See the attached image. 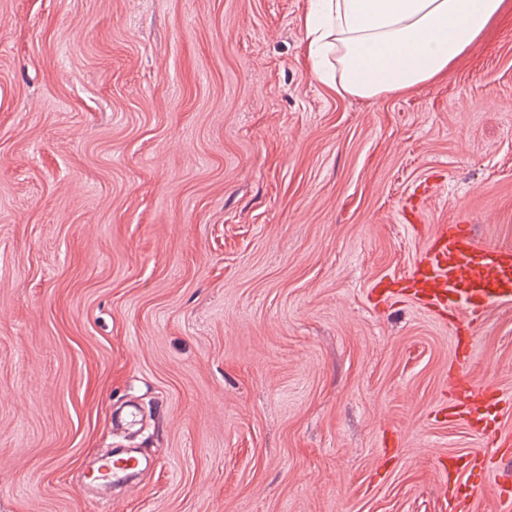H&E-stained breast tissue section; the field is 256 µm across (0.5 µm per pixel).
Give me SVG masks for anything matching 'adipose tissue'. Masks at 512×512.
Listing matches in <instances>:
<instances>
[{
	"label": "adipose tissue",
	"instance_id": "adipose-tissue-1",
	"mask_svg": "<svg viewBox=\"0 0 512 512\" xmlns=\"http://www.w3.org/2000/svg\"><path fill=\"white\" fill-rule=\"evenodd\" d=\"M512 0H308L314 72L343 95L374 98L431 82Z\"/></svg>",
	"mask_w": 512,
	"mask_h": 512
}]
</instances>
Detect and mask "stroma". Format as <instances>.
<instances>
[{"mask_svg":"<svg viewBox=\"0 0 512 512\" xmlns=\"http://www.w3.org/2000/svg\"><path fill=\"white\" fill-rule=\"evenodd\" d=\"M307 0H0V512H450L503 449L437 411L457 340L399 282L512 247V12L409 93L312 73ZM471 378L512 399V305ZM158 462L109 507L81 468ZM454 482L457 486V495L454 500L457 511L469 510V506L478 499L483 491L482 484L476 480L466 465L457 466L453 471Z\"/></svg>","mask_w":512,"mask_h":512,"instance_id":"stroma-1","label":"stroma"}]
</instances>
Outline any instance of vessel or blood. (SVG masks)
I'll return each mask as SVG.
<instances>
[{
  "label": "vessel or blood",
  "mask_w": 512,
  "mask_h": 512,
  "mask_svg": "<svg viewBox=\"0 0 512 512\" xmlns=\"http://www.w3.org/2000/svg\"><path fill=\"white\" fill-rule=\"evenodd\" d=\"M404 292L423 309L447 315L454 328L479 324L495 307L512 303V249L478 239L469 226H440L429 238L408 276ZM460 387L448 403L447 417L462 420L481 434L499 433L504 407L493 402L489 387L470 378V357L457 358ZM157 462L131 449L98 456L95 467L83 470L81 487H133L137 475L154 470ZM457 512H467L483 491L467 467L453 472Z\"/></svg>",
  "instance_id": "1"
}]
</instances>
